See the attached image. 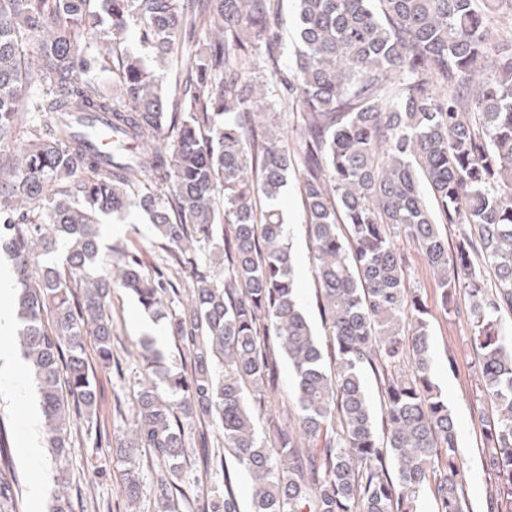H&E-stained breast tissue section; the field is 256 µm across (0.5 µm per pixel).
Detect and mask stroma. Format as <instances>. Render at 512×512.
Instances as JSON below:
<instances>
[{
  "instance_id": "obj_1",
  "label": "stroma",
  "mask_w": 512,
  "mask_h": 512,
  "mask_svg": "<svg viewBox=\"0 0 512 512\" xmlns=\"http://www.w3.org/2000/svg\"><path fill=\"white\" fill-rule=\"evenodd\" d=\"M280 206L288 221L292 257L304 311L315 332H322V315L317 300V284L311 264V247L303 223V203L298 191V176L290 174ZM101 223L112 225V234L101 239L103 248L115 247L134 252L144 270L160 263L161 250L155 245L151 226L145 215L131 213L125 217L104 215ZM400 251L411 266L410 284L418 288L428 307L433 308L431 345L433 376L448 398L454 416L461 452L468 472L465 495L471 512H486V497L494 480L485 467V450L478 427V414H492L493 405L477 397L475 358L470 347L469 328L462 315L466 299H459V315L436 310V288L430 269L412 239H396ZM112 365L97 367L100 403L93 422L71 417L72 449L67 459L52 461L43 455L37 465L16 459V475L22 492L25 512H50L55 491L67 490L73 504H84L86 512H129L122 492L121 474L125 468L117 443L122 440L136 411L135 381L140 371L139 351L143 336L137 318L143 309L136 297L123 290L112 293ZM40 404L33 378L17 380L11 370L0 363V419L11 431V447L19 449L22 424L28 413ZM94 429L109 439L108 445L94 447L87 429ZM41 481L42 496L33 499L30 486Z\"/></svg>"
}]
</instances>
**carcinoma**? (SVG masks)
Instances as JSON below:
<instances>
[{"mask_svg":"<svg viewBox=\"0 0 512 512\" xmlns=\"http://www.w3.org/2000/svg\"><path fill=\"white\" fill-rule=\"evenodd\" d=\"M296 2L299 45L281 99L299 129L290 145L243 77L261 48L280 70L282 0H0V238L47 447L67 457L70 413L90 421L98 409L85 341L112 363L110 298L123 288L191 356L188 370L164 367L155 340L142 339L137 414L118 444L130 502L144 448L165 467L155 512H240L220 454L204 460L223 488L183 491L185 426L197 420L251 478V512H420L428 493L435 512H468L455 420L433 380L432 313L406 287L402 231L427 261L437 308L456 313L457 297L468 299L475 373L496 407L478 415L487 470L501 481L487 512H512L502 323L512 310V0ZM132 30L157 67L207 38L165 90L122 47ZM106 59L112 96L91 77ZM81 113L117 134L112 153L94 150ZM291 172L331 365L293 276L279 208ZM133 208L165 252L153 273L124 250L100 254L98 216ZM445 224L461 226L451 248ZM181 278L191 303L175 308L167 295ZM283 357L294 429L288 407H275ZM366 366L381 388L379 426ZM10 448L0 423V512H23Z\"/></svg>","mask_w":512,"mask_h":512,"instance_id":"1","label":"carcinoma"}]
</instances>
